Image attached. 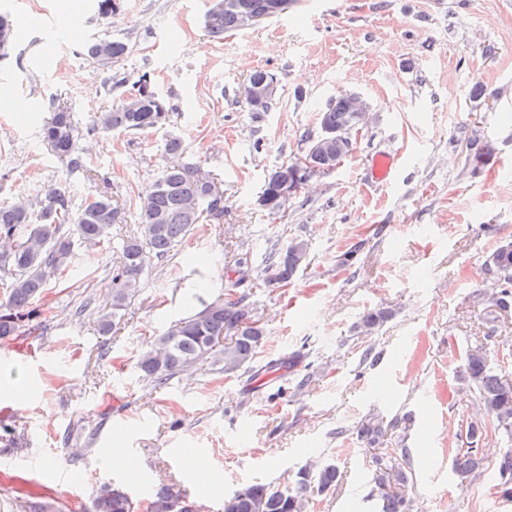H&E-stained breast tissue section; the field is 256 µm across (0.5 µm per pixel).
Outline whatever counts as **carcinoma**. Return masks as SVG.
<instances>
[{
    "mask_svg": "<svg viewBox=\"0 0 512 512\" xmlns=\"http://www.w3.org/2000/svg\"><path fill=\"white\" fill-rule=\"evenodd\" d=\"M207 34L216 40L242 30L233 12L209 9L204 16ZM130 53L128 42L101 38L89 42L83 54L92 65L112 70V65ZM277 80L266 69L250 72L247 85L259 87ZM172 107L158 93L150 75L144 73L132 82V90L108 110L100 113L86 129H81L69 108L57 105L42 127V138L50 151L70 172L91 171L80 147L82 136L109 135L113 132L150 133L166 127ZM352 121L349 100L342 94L329 100L319 112V126L334 136L346 131ZM314 134L303 139L302 151L311 152L308 176L332 171L348 156L336 154V146L316 149ZM162 166L154 190L140 200L138 234L121 247L119 264L112 267V314L102 320L100 331L106 335L113 317L126 310L138 293L146 270L154 261L163 260L200 224H218L224 217V191L208 172L180 161L182 141L174 134L166 137ZM295 161L276 167L268 175L259 197L260 205L271 215L285 209L278 197L280 180L291 175ZM119 208L112 195L101 193L79 210L73 209L66 188L59 186L30 207L0 206V238L12 242L0 252V342L18 335L22 322L31 317V305L50 282L66 271L74 256L75 243L96 247L108 240ZM308 252V241L292 238L281 251L268 254L261 270L271 285L283 287L295 277ZM489 275L499 288L484 294L480 304L490 311L512 313V241L502 244L485 261ZM254 269L240 257L225 268L227 277L240 282ZM188 316L154 337L137 359L140 376L163 385L177 373L202 362H210L224 374L232 375L255 364L257 350L264 338L263 327L252 321V309L242 299L230 295L210 302H190ZM393 315L389 308L366 311L356 325L358 335L372 336ZM505 361L481 342L468 346L463 355L460 380L474 408L495 425L503 443L490 472L492 482L506 498L512 497V381L503 373ZM485 427L473 419L466 427L467 447L458 450L454 472L460 485H468L483 476L485 459L475 448ZM357 438L371 447L384 442L382 424L368 419L354 428ZM372 473L374 490L381 512H409L405 489L412 472L405 455L396 448L374 453ZM340 469L335 461H310L298 469L284 486L247 484L224 498V512H309L312 495L335 490ZM150 512H200V506L170 486L151 487L147 491ZM136 502L121 487L102 489L94 498L91 512H136Z\"/></svg>",
    "mask_w": 512,
    "mask_h": 512,
    "instance_id": "1",
    "label": "carcinoma"
}]
</instances>
